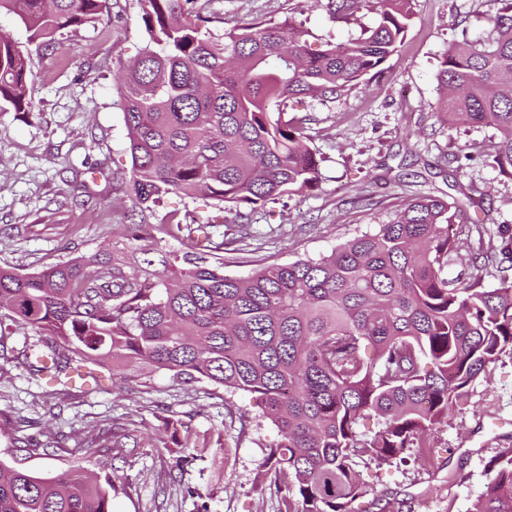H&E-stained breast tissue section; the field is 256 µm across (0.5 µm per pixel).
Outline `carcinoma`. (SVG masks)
Wrapping results in <instances>:
<instances>
[{"instance_id":"obj_1","label":"carcinoma","mask_w":512,"mask_h":512,"mask_svg":"<svg viewBox=\"0 0 512 512\" xmlns=\"http://www.w3.org/2000/svg\"><path fill=\"white\" fill-rule=\"evenodd\" d=\"M189 0H141L149 41L123 67L120 106L132 167L127 197L140 215L175 193L214 200L245 223L257 208L319 183L296 105L336 99L397 51L412 0H326L379 21L361 36L311 53L290 19H243L224 33L219 14ZM110 0H0L37 48L111 12ZM29 49L0 29V103L34 111ZM437 112L496 131L492 165L512 178V0L483 35L448 45L437 72ZM467 205L421 196L388 224L318 259L259 260L224 274L237 238L171 212L125 225L112 251L59 261L24 277L0 267V340L36 341L16 360L67 387L81 368L112 359V376L149 367L259 399L278 431L266 477L281 512H355L357 467L425 451L437 426L484 368L512 351V281L448 276L457 259L452 219ZM170 237L182 254L164 250ZM373 417L374 429L359 431ZM472 512H512V448L495 456ZM0 512H111L109 491L83 470L42 477L0 463Z\"/></svg>"}]
</instances>
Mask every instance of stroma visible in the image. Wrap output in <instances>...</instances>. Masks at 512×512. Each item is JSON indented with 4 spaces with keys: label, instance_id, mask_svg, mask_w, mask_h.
I'll use <instances>...</instances> for the list:
<instances>
[{
    "label": "stroma",
    "instance_id": "obj_1",
    "mask_svg": "<svg viewBox=\"0 0 512 512\" xmlns=\"http://www.w3.org/2000/svg\"><path fill=\"white\" fill-rule=\"evenodd\" d=\"M211 7L225 26L262 17L300 24L310 48L345 41L375 26L366 10L331 15L319 0H191ZM497 0H412L413 15L398 51L365 85L307 108L312 146L324 161L315 188L257 208L250 250L226 265L245 276L254 257L289 263L316 259L353 236L389 223L415 197L470 196L472 224L454 225L457 272L481 270L487 287L512 279V256L500 232L512 230V180L488 153L490 128L448 123L436 111V74L450 43L483 34ZM147 44L139 0H112L111 13L53 51L32 55L35 110L0 111V267L21 273L108 249L130 223L125 189L131 156L116 71ZM478 263H471V256ZM24 334L0 345V461L40 474L80 466L110 476L112 512H280L264 478L277 430L261 418L256 398L206 381L143 370L113 381L96 367L88 394L29 375L14 357ZM247 416L248 429L239 418ZM30 437L51 445L19 452ZM125 440L121 451L104 442ZM482 442L469 454L471 440ZM97 444L88 453V444ZM512 448V354H503L470 386L464 403L438 426L428 461L362 469V512H470L488 480V463Z\"/></svg>",
    "mask_w": 512,
    "mask_h": 512
}]
</instances>
